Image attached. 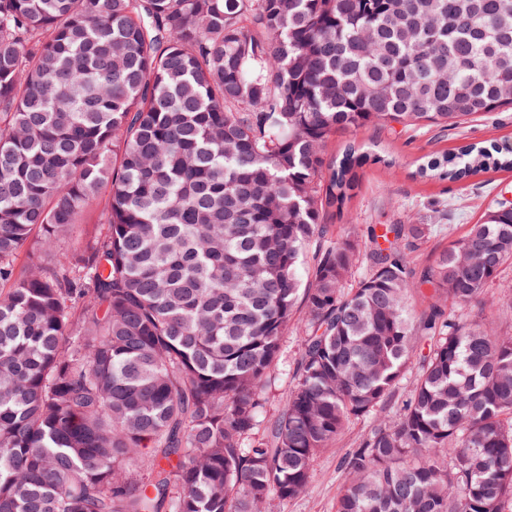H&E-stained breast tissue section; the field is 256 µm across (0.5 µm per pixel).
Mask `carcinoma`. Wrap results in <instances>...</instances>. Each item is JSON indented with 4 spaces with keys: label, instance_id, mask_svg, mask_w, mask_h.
I'll list each match as a JSON object with an SVG mask.
<instances>
[{
    "label": "carcinoma",
    "instance_id": "cac0c4a2",
    "mask_svg": "<svg viewBox=\"0 0 512 512\" xmlns=\"http://www.w3.org/2000/svg\"><path fill=\"white\" fill-rule=\"evenodd\" d=\"M506 84L512 0H0V512H265L366 418L336 512H512V336L410 304L478 302L512 203L422 269L424 221L362 254L331 220L371 155L323 153L509 111ZM490 169L511 142L420 172ZM35 235L54 258L18 266ZM101 208V204H94L82 213L79 224H75L70 245H77L101 227ZM301 336L298 331L290 328L283 337L282 352L277 364L279 377L267 395L268 403L264 414L266 417L265 424H267V420L272 419V416L284 406L293 388L294 380L292 374L296 366V359L299 357Z\"/></svg>",
    "mask_w": 512,
    "mask_h": 512
}]
</instances>
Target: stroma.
Returning a JSON list of instances; mask_svg holds the SVG:
<instances>
[{"label": "stroma", "instance_id": "obj_1", "mask_svg": "<svg viewBox=\"0 0 512 512\" xmlns=\"http://www.w3.org/2000/svg\"><path fill=\"white\" fill-rule=\"evenodd\" d=\"M508 139L512 140V111L496 112L448 132L379 125L337 134L326 147L327 156H338L352 141L357 147L372 148L382 160L362 170L343 217L333 222L335 232L363 241L370 225L400 224L437 213V230L413 255L417 265H429L437 253L480 220L493 199L512 195V171L490 170L463 182H451L419 176L420 164L467 142ZM479 308L496 321L503 333L512 336V261L486 288ZM300 347V333L288 330L277 364L279 377L268 393L267 415H275L284 406L293 388L292 374ZM368 426L365 420L349 422L343 434L315 456L304 493L285 502L273 501L271 512H335L336 496L346 479L343 461L357 447Z\"/></svg>", "mask_w": 512, "mask_h": 512}]
</instances>
